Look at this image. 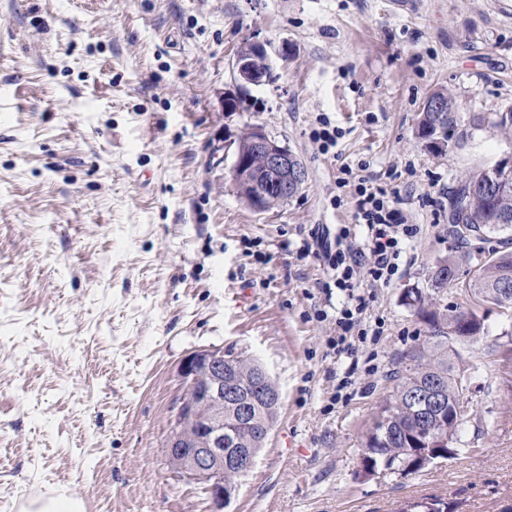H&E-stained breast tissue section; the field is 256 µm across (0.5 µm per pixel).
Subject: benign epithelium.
I'll return each instance as SVG.
<instances>
[{
	"label": "benign epithelium",
	"mask_w": 512,
	"mask_h": 512,
	"mask_svg": "<svg viewBox=\"0 0 512 512\" xmlns=\"http://www.w3.org/2000/svg\"><path fill=\"white\" fill-rule=\"evenodd\" d=\"M235 90L224 93V111L242 112L233 107L243 87H260L272 78V65L265 45L247 40L236 50L232 64ZM246 147L236 146L232 164L233 180L239 195L255 211H265L287 201L302 187L305 169L299 158L281 145L261 125H251L242 133ZM460 336L448 337L454 346L469 342L465 333L482 320L473 311L460 315ZM232 356L221 346L192 352L181 362L180 374L186 393L174 416L167 439V457L182 477L208 489L216 512L224 507V362ZM202 399L213 405L208 413L197 409Z\"/></svg>",
	"instance_id": "7a95c632"
}]
</instances>
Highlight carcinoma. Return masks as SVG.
Segmentation results:
<instances>
[{
  "instance_id": "obj_1",
  "label": "carcinoma",
  "mask_w": 512,
  "mask_h": 512,
  "mask_svg": "<svg viewBox=\"0 0 512 512\" xmlns=\"http://www.w3.org/2000/svg\"><path fill=\"white\" fill-rule=\"evenodd\" d=\"M443 101L446 111L420 113L419 134L425 141L438 142V148L448 146V130L458 121L454 98L445 92L431 94ZM473 127L489 125L505 133L512 132V107L495 112L489 118L476 115ZM493 168H483L467 176L456 191L448 212V224L454 238L470 242L476 238L482 246L461 255L471 265V277L464 293L478 303L497 302L501 288L512 289V251L483 244L504 234L512 241V189L503 194H490L486 189ZM404 300L417 308L431 331L422 345L411 354V364L396 372L392 394L381 406L372 427L364 439L363 466L370 470L388 468L399 475L415 474L438 459L448 458V435H457L464 418L453 422L448 412L426 410L422 416L414 411L412 401L426 398L432 388L442 390L445 401L457 398L453 375L462 370L455 360L461 358L456 348L448 347V327L457 319L454 310L444 314L425 306L419 292L408 290ZM262 371L246 359L234 361L224 370V428L236 433L237 447L249 448L258 454L263 447L259 434L274 424L280 396L271 389H258ZM438 437L431 440L428 430ZM431 454H426V451Z\"/></svg>"
}]
</instances>
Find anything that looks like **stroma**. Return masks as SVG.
I'll use <instances>...</instances> for the list:
<instances>
[{
  "mask_svg": "<svg viewBox=\"0 0 512 512\" xmlns=\"http://www.w3.org/2000/svg\"><path fill=\"white\" fill-rule=\"evenodd\" d=\"M265 42L273 78L224 109L231 64ZM448 90L460 115L440 151L417 135ZM512 106V0H0V512L66 494L85 512H213L166 458L208 346L260 362L275 424L222 512H399L434 495L458 512L512 506V314L490 308L461 356L478 366L457 455L409 476L363 477L367 429L429 326L407 289L433 290L456 253L450 197L512 152L472 128ZM260 124L302 161L300 192L264 212L232 179ZM336 131L323 148L321 125ZM419 232L390 285L365 287L383 327L328 356L342 294L298 254L320 224L354 225L360 180Z\"/></svg>",
  "mask_w": 512,
  "mask_h": 512,
  "instance_id": "stroma-1",
  "label": "stroma"
}]
</instances>
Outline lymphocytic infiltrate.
Here are the masks:
<instances>
[{
	"label": "lymphocytic infiltrate",
	"mask_w": 512,
	"mask_h": 512,
	"mask_svg": "<svg viewBox=\"0 0 512 512\" xmlns=\"http://www.w3.org/2000/svg\"><path fill=\"white\" fill-rule=\"evenodd\" d=\"M355 218L364 230L363 237H356L346 226L335 231L322 226L313 229L299 248L300 257L322 260L326 275L319 283L320 290L328 296L337 290L347 298L346 306L336 315L339 333L329 340L330 350L340 354L354 353L355 341L380 334L362 317L366 300L354 278L356 271L365 269L370 281L391 284L399 274L407 243L418 233L417 226L408 223L384 191L366 181L357 186Z\"/></svg>",
	"instance_id": "f902f5d3"
}]
</instances>
